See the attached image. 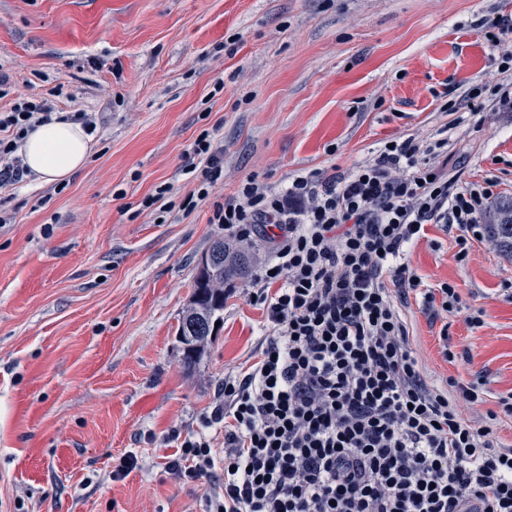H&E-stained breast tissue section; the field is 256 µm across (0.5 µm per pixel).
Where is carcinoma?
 <instances>
[{
  "instance_id": "cac0c4a2",
  "label": "carcinoma",
  "mask_w": 512,
  "mask_h": 512,
  "mask_svg": "<svg viewBox=\"0 0 512 512\" xmlns=\"http://www.w3.org/2000/svg\"><path fill=\"white\" fill-rule=\"evenodd\" d=\"M487 232L495 245L512 254V199L501 201L487 224ZM211 261L199 267L194 280L193 302L183 313L178 330L182 362L191 369L199 364L218 321H223L224 286L248 275L250 261L230 251L222 240L208 249Z\"/></svg>"
}]
</instances>
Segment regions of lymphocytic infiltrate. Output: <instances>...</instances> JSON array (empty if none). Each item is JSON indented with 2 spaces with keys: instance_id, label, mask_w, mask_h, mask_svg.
Segmentation results:
<instances>
[{
  "instance_id": "obj_1",
  "label": "lymphocytic infiltrate",
  "mask_w": 512,
  "mask_h": 512,
  "mask_svg": "<svg viewBox=\"0 0 512 512\" xmlns=\"http://www.w3.org/2000/svg\"><path fill=\"white\" fill-rule=\"evenodd\" d=\"M0 113V186L23 181L28 133L50 122L53 100L21 93ZM445 141H386L343 175H295L284 190L256 177L213 203V223L237 241L272 227L274 258L243 294L263 306L261 357L229 373L207 437L184 440L167 468L183 482L206 477L205 512H512V444L495 425L512 417V395L486 406L482 383L437 380L409 340V294L457 310L453 285H422L405 249L431 224L456 225L457 256L484 235L492 181L459 185L430 166ZM197 191L209 199L224 149L202 131Z\"/></svg>"
}]
</instances>
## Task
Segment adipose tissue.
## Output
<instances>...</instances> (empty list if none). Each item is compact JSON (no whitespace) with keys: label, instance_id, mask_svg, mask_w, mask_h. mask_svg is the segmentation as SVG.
<instances>
[{"label":"adipose tissue","instance_id":"ef3b65f1","mask_svg":"<svg viewBox=\"0 0 512 512\" xmlns=\"http://www.w3.org/2000/svg\"><path fill=\"white\" fill-rule=\"evenodd\" d=\"M19 152L35 182H61L87 163L92 138L80 124L54 120L29 133Z\"/></svg>","mask_w":512,"mask_h":512}]
</instances>
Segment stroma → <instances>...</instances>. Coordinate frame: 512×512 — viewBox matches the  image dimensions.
I'll return each mask as SVG.
<instances>
[{
    "mask_svg": "<svg viewBox=\"0 0 512 512\" xmlns=\"http://www.w3.org/2000/svg\"><path fill=\"white\" fill-rule=\"evenodd\" d=\"M496 18L512 19V0H0L10 86L106 115L65 188L0 187V512H203L208 480L179 482L166 463L203 431L225 374L256 361L266 321L234 280L204 359L183 366L179 320L224 235L213 201L250 175L280 190L349 171L396 137L447 140L437 166L512 198V112L466 102L512 81L488 38ZM207 128L224 172L187 213L201 175L184 168ZM164 183L174 210L142 208ZM457 235L428 225L405 255L462 305L433 318L410 298V340L435 377L506 397L512 255L485 239L457 260ZM130 452L144 468L112 480Z\"/></svg>",
    "mask_w": 512,
    "mask_h": 512,
    "instance_id": "stroma-1",
    "label": "stroma"
}]
</instances>
